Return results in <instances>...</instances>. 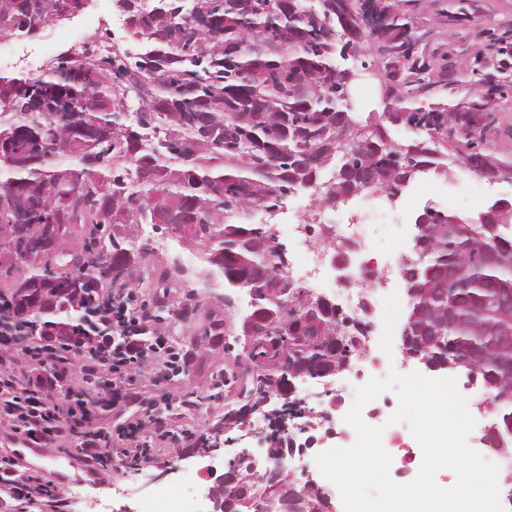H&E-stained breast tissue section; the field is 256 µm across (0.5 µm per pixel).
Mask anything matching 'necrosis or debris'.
<instances>
[{
	"instance_id": "obj_1",
	"label": "necrosis or debris",
	"mask_w": 512,
	"mask_h": 512,
	"mask_svg": "<svg viewBox=\"0 0 512 512\" xmlns=\"http://www.w3.org/2000/svg\"><path fill=\"white\" fill-rule=\"evenodd\" d=\"M404 202V197L398 195L363 204L347 195L337 202L344 223L289 225L288 235L296 242L295 257L288 264L292 280L305 285L329 279L331 290L345 294L351 318L373 321L389 334L398 331L402 314L395 303L397 293L390 286L395 272L365 250L363 242L365 226L373 213L397 210ZM392 412V403L386 398L366 404L362 417L368 425L384 426L382 443L400 478L420 466L423 458L415 442L388 425Z\"/></svg>"
}]
</instances>
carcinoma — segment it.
I'll return each mask as SVG.
<instances>
[{"mask_svg":"<svg viewBox=\"0 0 512 512\" xmlns=\"http://www.w3.org/2000/svg\"><path fill=\"white\" fill-rule=\"evenodd\" d=\"M190 0L193 12L177 15L182 0H117L130 16L132 52L119 44L108 56L62 54L35 79L0 76V234H20L40 224H85L89 263L114 279L134 270L138 256L110 224H162L175 234L193 225L202 247L198 279L209 288L247 290L256 340L246 357L257 367L271 350L316 376L361 348L364 331L336 332L335 310L309 305L311 291L288 278L287 261L268 241L270 224H238L255 204L273 212L293 191L320 184L336 197L358 194L363 178L396 196L419 173L510 170L512 158L483 150L474 119L481 101L467 106L471 130L462 144L448 141L459 104L438 101L404 107L413 91L431 84L430 64L411 57L415 40L402 0H354L361 15L384 18L353 41L336 0ZM33 30L28 0H0V33ZM407 62L411 80L397 85L395 107L376 121L352 115L344 86L353 71L336 66L349 49L372 44ZM137 102L124 121L126 101ZM406 123L427 139L390 141L382 120ZM422 246L403 268L415 289L410 311L418 336H442L448 361H470L497 405L500 434L512 432V313L499 296L512 295V256L500 228L512 224V203L499 199L464 219L427 208ZM456 288H445L448 275ZM82 269L56 276L36 268L16 284L12 304L27 318L67 313L84 290ZM280 278L286 306L270 292ZM22 288L43 291L37 305L16 301ZM300 336H321L311 349ZM486 356L481 357L479 353Z\"/></svg>","mask_w":512,"mask_h":512,"instance_id":"1","label":"carcinoma"}]
</instances>
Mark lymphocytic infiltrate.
<instances>
[{
	"instance_id": "lymphocytic-infiltrate-1",
	"label": "lymphocytic infiltrate",
	"mask_w": 512,
	"mask_h": 512,
	"mask_svg": "<svg viewBox=\"0 0 512 512\" xmlns=\"http://www.w3.org/2000/svg\"><path fill=\"white\" fill-rule=\"evenodd\" d=\"M165 357L166 370L188 363L186 351L174 348L157 321L135 308L125 293L94 295L93 305L76 323L58 329L23 320L13 309H0V426L38 448L54 450L73 442L93 471L111 464L147 460L139 435L145 427L162 431L163 419L127 421L122 447L109 443L103 428L75 435V417L86 416L75 385L110 396L113 407H125L139 384L157 371L153 354ZM47 512H69V501L53 479L21 471L15 460L0 456V512L27 502Z\"/></svg>"
}]
</instances>
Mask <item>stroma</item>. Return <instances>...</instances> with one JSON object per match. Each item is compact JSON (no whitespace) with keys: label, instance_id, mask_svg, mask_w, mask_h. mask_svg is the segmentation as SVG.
I'll use <instances>...</instances> for the list:
<instances>
[{"label":"stroma","instance_id":"35a3bbf8","mask_svg":"<svg viewBox=\"0 0 512 512\" xmlns=\"http://www.w3.org/2000/svg\"><path fill=\"white\" fill-rule=\"evenodd\" d=\"M409 15L421 38L419 51L434 66V81L428 97L432 100L466 102L470 95V65L496 72L499 56L512 58V0H412ZM94 20L88 9L70 14L68 19L47 25L32 36L38 48L26 67H0L9 77L35 78L42 74L57 54L73 52L74 40L90 37ZM343 67L358 71L351 87L349 104L361 114H381L386 110L384 83L390 82L396 66L394 55L368 47L361 55L348 57ZM484 148L493 155H512V90L497 95L486 105ZM409 213L375 215L365 228V239L373 251L389 254L394 241L404 250H412L414 230L410 224L424 209L434 208L460 216H477L485 201L505 199L512 202V182L499 179L477 182L462 168L448 173L428 172L412 181ZM141 259L134 272L114 280L113 285L133 293L146 302L148 311L161 318V327L175 343L192 355L183 373L159 378L143 388L144 397L158 405H171V432L192 429L202 434L205 443L221 439L219 459H230L235 452L249 450L266 458V447L247 437V427L224 420L227 408H239L236 384L220 386L222 375L243 371L244 339L240 335L243 317L248 313L249 297L233 290V301L224 304L222 292L196 282L192 272L200 263V247L182 244L170 230L142 229L138 224H119L114 228ZM167 239L168 253L155 250L154 242ZM357 382L346 369L325 378H305L295 382L293 396L302 413L292 419L297 441L322 436L320 417L328 412L331 397H338L343 409H351ZM150 460L135 468L110 467L90 471L71 452H51L40 458L42 472L54 473L64 488L71 512H92L94 502L111 505L112 512H135L142 499L165 488L177 495L187 479L202 463L198 449L175 447L170 435L147 432Z\"/></svg>","mask_w":512,"mask_h":512}]
</instances>
